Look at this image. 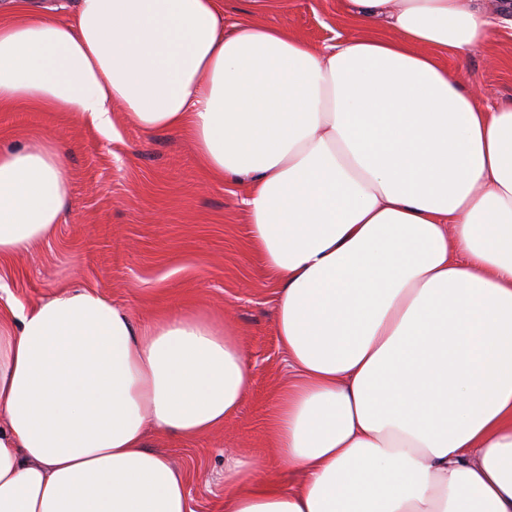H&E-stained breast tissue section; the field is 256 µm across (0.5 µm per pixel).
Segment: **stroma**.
Here are the masks:
<instances>
[{"instance_id":"stroma-1","label":"stroma","mask_w":512,"mask_h":512,"mask_svg":"<svg viewBox=\"0 0 512 512\" xmlns=\"http://www.w3.org/2000/svg\"><path fill=\"white\" fill-rule=\"evenodd\" d=\"M226 24L248 18L322 48L349 26L341 0H288L286 8L248 12L224 0ZM480 100H512V31L495 29L485 49L444 60ZM62 137L70 205L56 233L34 249L0 260V281L32 306L60 290L92 289L140 320L201 313L239 337L251 380L222 428L192 440L155 435L154 450L182 473L190 512H224L226 452L259 460L265 473L291 478L268 446V418L288 368L275 336L276 295L247 235L245 190L215 181L189 137L144 132L123 116L111 138L84 120L29 107L0 110V145Z\"/></svg>"}]
</instances>
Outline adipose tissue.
I'll return each instance as SVG.
<instances>
[{
  "mask_svg": "<svg viewBox=\"0 0 512 512\" xmlns=\"http://www.w3.org/2000/svg\"><path fill=\"white\" fill-rule=\"evenodd\" d=\"M322 49L222 0H7L0 108L181 131L245 185L291 375L269 442L299 479L228 454L224 512H512V102L442 65L483 49L477 0H344ZM70 202L58 139L0 147V257ZM239 339L150 323L86 288L0 314V512H190L148 437L193 438L241 405Z\"/></svg>",
  "mask_w": 512,
  "mask_h": 512,
  "instance_id": "1",
  "label": "adipose tissue"
}]
</instances>
